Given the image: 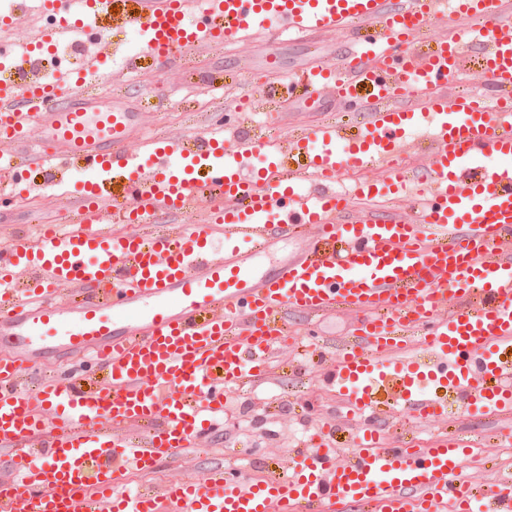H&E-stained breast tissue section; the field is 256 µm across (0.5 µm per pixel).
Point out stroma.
Masks as SVG:
<instances>
[{"instance_id":"stroma-1","label":"stroma","mask_w":512,"mask_h":512,"mask_svg":"<svg viewBox=\"0 0 512 512\" xmlns=\"http://www.w3.org/2000/svg\"><path fill=\"white\" fill-rule=\"evenodd\" d=\"M349 38V30L339 29L289 41L213 45L203 54L181 55L176 74L162 75L148 67L127 83L116 84L115 91L142 98L145 109L140 122L161 140L173 134H193L206 117H224L243 100L253 104L246 130L264 139L286 143L295 139L301 128L318 123L342 125L345 134L353 136L365 120L361 104L302 88L290 100L268 97L270 79L264 68L265 58L273 54L279 72L300 71L315 60L336 58ZM22 194L11 177L0 178V246L41 225L74 224L80 218L67 196L49 195L29 205L22 202ZM309 241L306 231L276 238L249 262L257 275H272L281 263L300 256ZM356 318L351 309L317 316L289 313L288 325L296 332L297 342L278 352L272 377L246 380L225 390L224 406L233 414V421L215 426L212 435L197 447L160 460L151 470L127 471L122 491L159 492L179 478L204 481L218 467L242 468L257 477L269 467H288L291 456L306 447L312 426L331 428L332 447L343 449L351 447L353 430L371 422L380 425L389 441L413 448L439 438L473 445L477 460L467 463L465 473L475 485L485 487L512 475L506 453L512 443V416L466 415L452 393L447 396L446 415L433 420L401 406L375 417H357L344 409L330 387V378L336 361L334 350L349 340ZM4 354L23 358L44 375H72L87 382L103 375L92 362L72 359L59 343L38 349L16 337L0 335V356Z\"/></svg>"}]
</instances>
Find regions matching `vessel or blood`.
Returning <instances> with one entry per match:
<instances>
[{
	"instance_id": "b4317fda",
	"label": "vessel or blood",
	"mask_w": 512,
	"mask_h": 512,
	"mask_svg": "<svg viewBox=\"0 0 512 512\" xmlns=\"http://www.w3.org/2000/svg\"><path fill=\"white\" fill-rule=\"evenodd\" d=\"M435 20L479 21L451 40L422 50L419 36ZM369 22L336 62L303 69L286 84L367 89L365 128L347 139L340 126L311 128L324 151L303 152L211 125L190 137L144 138L139 157L120 151L139 131L141 104L112 92L102 60L137 69L150 57L169 69L178 53L270 30L319 34ZM24 28L27 48L14 54ZM138 28L142 54H128L115 34ZM0 145L22 166L46 173L34 194L62 189L68 172L106 171L72 204L84 224L44 225L38 238L0 251V313L7 336L62 340L107 368L81 390L67 379L22 385L27 368L0 357V449L26 444L46 465L0 480L10 512H96L111 496L113 512H317L352 498L369 512H512V479L480 493L463 475V449L439 444L424 452L385 445L358 431L353 449L297 452L287 471L254 481L218 472L212 484L180 481L161 495L114 496L117 465L138 469L195 447L224 412V389L245 369L266 372L285 329L280 312H361L354 345L336 360L333 383L355 409H376L394 390L398 404L442 410L454 392L464 413L512 412V168L488 166L512 155V109L490 113L470 95L448 97L450 77L481 59L491 96L512 100V0H79L77 12L49 14L46 0H13L0 22ZM409 104H399V97ZM433 156L417 171L404 162L409 132ZM186 164L172 170L170 159ZM266 160L264 171L248 161ZM376 168L352 191L336 177L354 165ZM411 193L417 218L364 212L356 204ZM201 208L203 223L184 226ZM165 210L170 233L148 238L112 233L100 222L131 223ZM311 225L309 251L270 277H257L235 251L246 241L264 251L273 236ZM98 289L97 304L60 314L61 288ZM457 296L426 358H403L405 334ZM435 389L422 390L425 380ZM54 414H47V407ZM144 435L127 434L126 426Z\"/></svg>"
}]
</instances>
